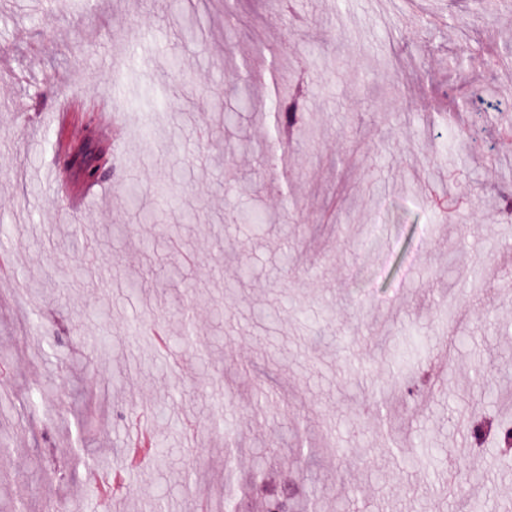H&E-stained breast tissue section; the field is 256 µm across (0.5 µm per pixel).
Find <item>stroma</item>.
Wrapping results in <instances>:
<instances>
[{
  "instance_id": "obj_1",
  "label": "stroma",
  "mask_w": 512,
  "mask_h": 512,
  "mask_svg": "<svg viewBox=\"0 0 512 512\" xmlns=\"http://www.w3.org/2000/svg\"><path fill=\"white\" fill-rule=\"evenodd\" d=\"M481 46L512 55L504 0H0V512H104L141 408L128 512H512V157L469 100L512 113V66ZM301 95L280 98L276 96L271 101V110L277 112L278 121L284 129H298L302 124Z\"/></svg>"
}]
</instances>
